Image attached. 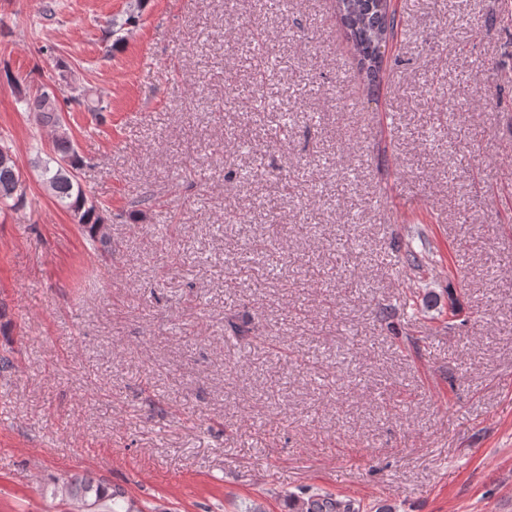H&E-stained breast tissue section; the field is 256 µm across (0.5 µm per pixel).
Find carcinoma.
Returning <instances> with one entry per match:
<instances>
[{"instance_id":"1","label":"carcinoma","mask_w":512,"mask_h":512,"mask_svg":"<svg viewBox=\"0 0 512 512\" xmlns=\"http://www.w3.org/2000/svg\"><path fill=\"white\" fill-rule=\"evenodd\" d=\"M355 7L341 11V20L346 27L350 39L356 45L361 62L373 67L382 59L376 32L388 31V37L396 35L401 20L396 12L380 16L374 6V0H353ZM19 101L24 111L32 113L35 121L43 126H53L60 130L54 141L55 158L42 167L44 183L53 191L56 198L71 211L77 222L81 224L83 234L92 246L112 247V241L100 231L104 219L100 208L89 201L83 190L78 174L81 158L67 132L63 131L64 109L54 89L41 85L36 90L16 84ZM64 103L83 109L87 112H104L108 105L91 94V87L80 83L71 88ZM18 168L13 157L11 146L0 140V203L18 209L24 205L25 192L19 179L15 177ZM68 493L82 502L86 507H100L103 512H119L114 498L107 496L101 487L90 478L75 479L67 483Z\"/></svg>"}]
</instances>
